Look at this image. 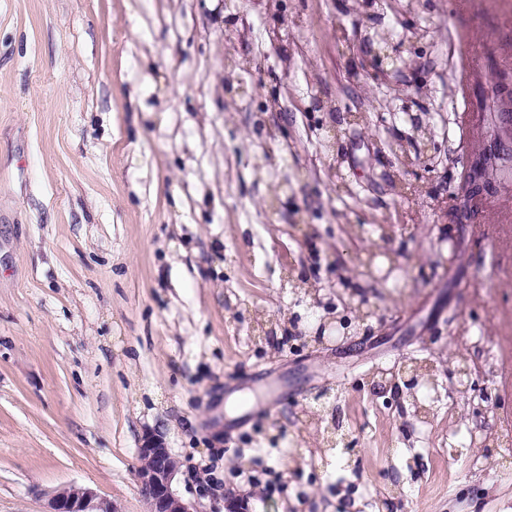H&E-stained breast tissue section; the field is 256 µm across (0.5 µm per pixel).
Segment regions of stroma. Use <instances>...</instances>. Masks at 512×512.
<instances>
[{
    "label": "stroma",
    "mask_w": 512,
    "mask_h": 512,
    "mask_svg": "<svg viewBox=\"0 0 512 512\" xmlns=\"http://www.w3.org/2000/svg\"><path fill=\"white\" fill-rule=\"evenodd\" d=\"M455 12L0 0V512L70 484L147 512L149 432L199 512H512V183L471 224L439 207L480 146ZM473 38L512 74V0ZM460 354L471 401L427 422L372 387Z\"/></svg>",
    "instance_id": "35a3bbf8"
}]
</instances>
